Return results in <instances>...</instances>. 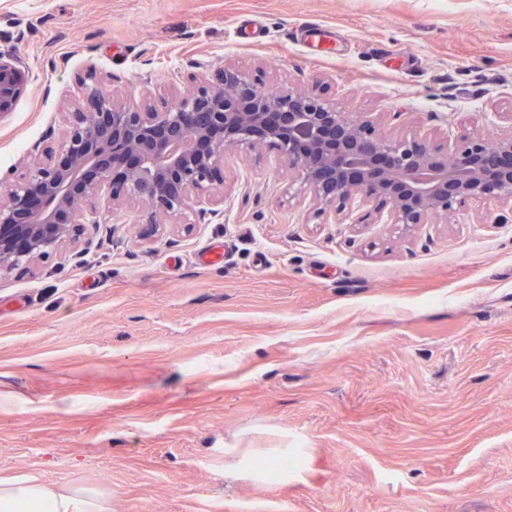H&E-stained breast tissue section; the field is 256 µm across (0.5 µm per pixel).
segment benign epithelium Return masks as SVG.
Instances as JSON below:
<instances>
[{
	"instance_id": "obj_1",
	"label": "benign epithelium",
	"mask_w": 512,
	"mask_h": 512,
	"mask_svg": "<svg viewBox=\"0 0 512 512\" xmlns=\"http://www.w3.org/2000/svg\"><path fill=\"white\" fill-rule=\"evenodd\" d=\"M30 80L22 57L0 52V116ZM80 89L57 143L0 172V271L75 246L86 225L135 206L147 207L144 240L167 224L190 232L182 219L194 204L224 202V155L240 148L277 150L321 213L361 197L370 210L359 224L385 211L395 224H446L474 199L512 212V129L390 137L339 111L322 84L275 89L229 62L190 77L185 91L146 89L137 108L103 90L93 68Z\"/></svg>"
}]
</instances>
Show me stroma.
I'll return each mask as SVG.
<instances>
[{
    "label": "stroma",
    "instance_id": "1",
    "mask_svg": "<svg viewBox=\"0 0 512 512\" xmlns=\"http://www.w3.org/2000/svg\"><path fill=\"white\" fill-rule=\"evenodd\" d=\"M32 79L0 172L105 90L234 62L403 136L495 134L512 0H0ZM455 125H448V117ZM318 214L279 152L224 159V202L0 273V472L97 489L111 512H512V219ZM297 454L278 480L260 457Z\"/></svg>",
    "mask_w": 512,
    "mask_h": 512
}]
</instances>
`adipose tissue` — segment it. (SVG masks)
<instances>
[{"label": "adipose tissue", "instance_id": "obj_1", "mask_svg": "<svg viewBox=\"0 0 512 512\" xmlns=\"http://www.w3.org/2000/svg\"><path fill=\"white\" fill-rule=\"evenodd\" d=\"M0 512H109V501L92 488L55 487L30 475H0Z\"/></svg>", "mask_w": 512, "mask_h": 512}]
</instances>
